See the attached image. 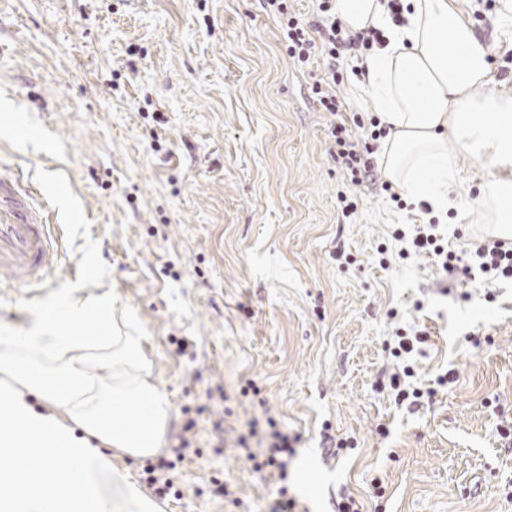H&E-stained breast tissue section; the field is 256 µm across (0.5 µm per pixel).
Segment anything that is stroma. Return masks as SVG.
Masks as SVG:
<instances>
[{
	"label": "stroma",
	"instance_id": "obj_1",
	"mask_svg": "<svg viewBox=\"0 0 512 512\" xmlns=\"http://www.w3.org/2000/svg\"><path fill=\"white\" fill-rule=\"evenodd\" d=\"M455 2L489 89L512 95V0ZM356 64L333 115L261 0H0V169L62 235L52 278L0 283V332L24 333L66 288L108 289L136 315L173 404L164 444L184 431L193 446L162 512H268L283 486L295 512L345 495L360 512H512V283L402 256L392 237L434 215L448 250L478 240L484 172L450 142L446 205L403 210L361 185L343 216L331 130L375 108ZM401 329L425 336L405 360ZM406 364L411 408L390 386ZM270 417L294 439L284 479L238 444Z\"/></svg>",
	"mask_w": 512,
	"mask_h": 512
}]
</instances>
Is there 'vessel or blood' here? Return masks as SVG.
I'll list each match as a JSON object with an SVG mask.
<instances>
[{"label": "vessel or blood", "instance_id": "1", "mask_svg": "<svg viewBox=\"0 0 512 512\" xmlns=\"http://www.w3.org/2000/svg\"><path fill=\"white\" fill-rule=\"evenodd\" d=\"M60 252L44 207L0 171V275L27 288L42 284L58 267Z\"/></svg>", "mask_w": 512, "mask_h": 512}]
</instances>
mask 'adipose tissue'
Masks as SVG:
<instances>
[{"instance_id": "1", "label": "adipose tissue", "mask_w": 512, "mask_h": 512, "mask_svg": "<svg viewBox=\"0 0 512 512\" xmlns=\"http://www.w3.org/2000/svg\"><path fill=\"white\" fill-rule=\"evenodd\" d=\"M335 9L350 30L388 32L363 66L389 130L381 161L390 181L412 200L444 203L454 141L489 175L476 223L512 239V96L474 95L490 81L487 53L453 0H411L400 27L384 0H335ZM171 415L134 317L109 293L65 289L25 335L0 334V512H161L116 461L154 456Z\"/></svg>"}]
</instances>
